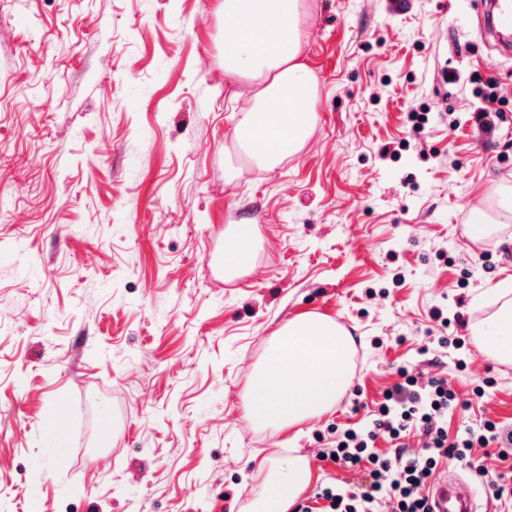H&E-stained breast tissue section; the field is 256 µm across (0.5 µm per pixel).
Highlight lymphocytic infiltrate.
<instances>
[{
	"mask_svg": "<svg viewBox=\"0 0 512 512\" xmlns=\"http://www.w3.org/2000/svg\"><path fill=\"white\" fill-rule=\"evenodd\" d=\"M459 398L447 378L419 381L412 371H404L402 383L387 390L371 421L369 430L348 429L337 434L321 459L339 466L370 464L367 484L337 492L323 487L320 498L326 502L322 512H378L383 500L397 502V512H431L422 490L437 467L453 459L468 468L479 469V449L496 444L501 457L512 454V433L503 425L487 421L479 430H465L449 439L444 427L448 412ZM412 434L424 436L427 453L422 457H406L402 453L381 455L373 452L372 441L380 435L402 442Z\"/></svg>",
	"mask_w": 512,
	"mask_h": 512,
	"instance_id": "lymphocytic-infiltrate-1",
	"label": "lymphocytic infiltrate"
}]
</instances>
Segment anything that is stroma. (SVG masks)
Wrapping results in <instances>:
<instances>
[{
	"mask_svg": "<svg viewBox=\"0 0 512 512\" xmlns=\"http://www.w3.org/2000/svg\"><path fill=\"white\" fill-rule=\"evenodd\" d=\"M308 2L317 118L266 170L232 142L251 88L216 0H0V512H252L263 460L304 455L299 512L364 482L318 453L405 369L462 399L449 437L512 426V362L471 341L512 300V57L475 38L479 0ZM230 224L262 244L228 280ZM306 313L353 336V383L255 425L237 395Z\"/></svg>",
	"mask_w": 512,
	"mask_h": 512,
	"instance_id": "1",
	"label": "stroma"
}]
</instances>
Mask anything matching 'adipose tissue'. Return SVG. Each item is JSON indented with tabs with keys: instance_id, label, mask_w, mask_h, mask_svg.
Returning <instances> with one entry per match:
<instances>
[{
	"instance_id": "1",
	"label": "adipose tissue",
	"mask_w": 512,
	"mask_h": 512,
	"mask_svg": "<svg viewBox=\"0 0 512 512\" xmlns=\"http://www.w3.org/2000/svg\"><path fill=\"white\" fill-rule=\"evenodd\" d=\"M218 12L224 73L252 88L233 136L253 160L274 168L300 149L316 118L319 81L303 56L306 0H218ZM256 249L253 225H231L225 273L252 268ZM480 335L487 357L512 358L511 302L503 303ZM352 346V336L334 321L313 314L290 320L272 337L266 362L250 375L249 419L284 430L320 418L353 381ZM311 479L307 458L274 463L256 512H288Z\"/></svg>"
}]
</instances>
